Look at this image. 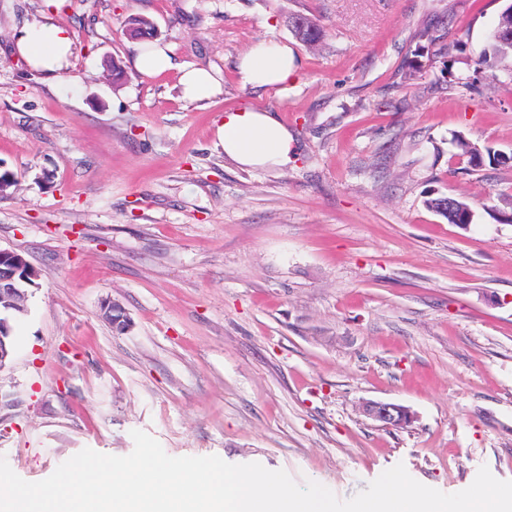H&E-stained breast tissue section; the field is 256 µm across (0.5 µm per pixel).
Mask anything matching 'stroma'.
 Segmentation results:
<instances>
[{
    "label": "stroma",
    "instance_id": "1",
    "mask_svg": "<svg viewBox=\"0 0 512 512\" xmlns=\"http://www.w3.org/2000/svg\"><path fill=\"white\" fill-rule=\"evenodd\" d=\"M511 3L0 0V249L36 272L0 369L10 468L38 482L85 448L130 454L141 430L343 500L399 463L447 494L484 465L512 480V168L453 143L512 156V72L480 64ZM138 15L174 70L136 69ZM38 23L73 42L58 74L15 50ZM261 39L295 52L285 92L239 81ZM182 65L219 92L183 99ZM246 105L288 127L291 164L225 155L218 127ZM442 195L472 223L427 208ZM368 401L413 420L383 426ZM292 26L296 37L307 45H314L321 39L320 27L308 17L293 16ZM454 143L457 149L461 151L462 155L468 156L470 163L474 167H482L485 162V154L487 155L488 161L490 165L496 164L502 166H506L504 164L507 163V160L503 161L500 159V153H496L495 151H492L491 148H485V153L482 151V149H479L475 146L474 143L470 142L468 139H466L463 135H457L454 138Z\"/></svg>",
    "mask_w": 512,
    "mask_h": 512
}]
</instances>
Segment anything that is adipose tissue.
Returning a JSON list of instances; mask_svg holds the SVG:
<instances>
[{"label": "adipose tissue", "mask_w": 512, "mask_h": 512, "mask_svg": "<svg viewBox=\"0 0 512 512\" xmlns=\"http://www.w3.org/2000/svg\"><path fill=\"white\" fill-rule=\"evenodd\" d=\"M16 49L33 67L53 73L71 55L72 43L60 27L39 24L24 30ZM237 71L243 86L281 92L295 75L294 54L288 44L263 39L239 58ZM218 140L225 155L243 167H284L292 161L294 142L287 127L252 106L226 113Z\"/></svg>", "instance_id": "ef3b65f1"}]
</instances>
